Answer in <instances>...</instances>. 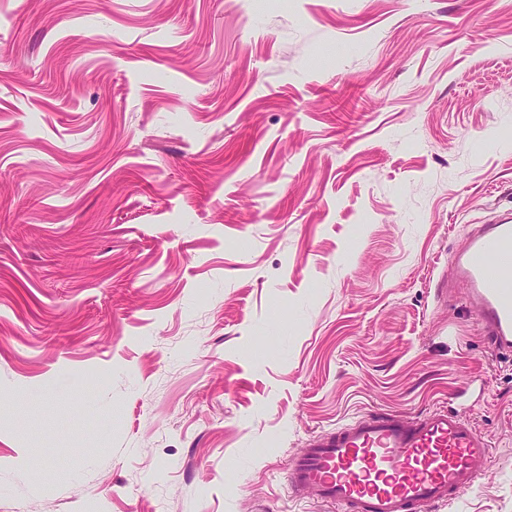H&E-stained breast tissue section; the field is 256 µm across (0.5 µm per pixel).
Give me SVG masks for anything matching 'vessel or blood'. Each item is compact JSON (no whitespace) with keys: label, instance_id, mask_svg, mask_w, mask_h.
Returning <instances> with one entry per match:
<instances>
[{"label":"vessel or blood","instance_id":"vessel-or-blood-1","mask_svg":"<svg viewBox=\"0 0 512 512\" xmlns=\"http://www.w3.org/2000/svg\"><path fill=\"white\" fill-rule=\"evenodd\" d=\"M456 277L495 350L512 353V217L479 226L454 258ZM487 440L460 414L361 418L314 437L288 488L333 512H430L484 476Z\"/></svg>","mask_w":512,"mask_h":512}]
</instances>
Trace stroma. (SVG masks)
I'll list each match as a JSON object with an SVG mask.
<instances>
[{
  "label": "stroma",
  "instance_id": "1",
  "mask_svg": "<svg viewBox=\"0 0 512 512\" xmlns=\"http://www.w3.org/2000/svg\"><path fill=\"white\" fill-rule=\"evenodd\" d=\"M512 211V0H0V512H329L289 460L465 413L453 279Z\"/></svg>",
  "mask_w": 512,
  "mask_h": 512
}]
</instances>
